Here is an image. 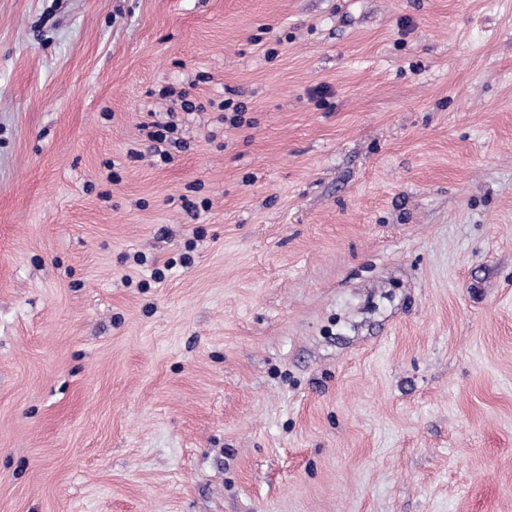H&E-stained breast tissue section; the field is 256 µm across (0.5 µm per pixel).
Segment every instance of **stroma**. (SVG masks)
<instances>
[{
  "instance_id": "1",
  "label": "stroma",
  "mask_w": 512,
  "mask_h": 512,
  "mask_svg": "<svg viewBox=\"0 0 512 512\" xmlns=\"http://www.w3.org/2000/svg\"><path fill=\"white\" fill-rule=\"evenodd\" d=\"M0 512H512V0H0ZM169 116L172 117V120L166 123H144L142 124V130L147 131V138L151 142L149 145V149L154 156H158L163 162L169 161L170 153L167 150V146H176L181 147L180 144L184 142L180 140L177 135L179 134V124L174 120L175 113L170 111ZM155 128L156 130H150Z\"/></svg>"
}]
</instances>
